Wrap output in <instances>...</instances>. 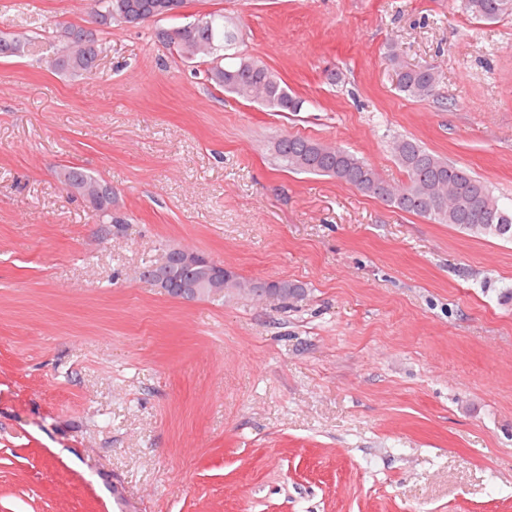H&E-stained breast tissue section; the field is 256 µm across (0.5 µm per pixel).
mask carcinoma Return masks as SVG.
Segmentation results:
<instances>
[{"label":"carcinoma","mask_w":512,"mask_h":512,"mask_svg":"<svg viewBox=\"0 0 512 512\" xmlns=\"http://www.w3.org/2000/svg\"><path fill=\"white\" fill-rule=\"evenodd\" d=\"M185 3L186 0H89L91 21H101L102 27L89 34L87 40L82 39L83 27H67L64 46L50 65L64 73H91L101 53L100 34L114 25L132 23L138 27L144 24L136 21L139 16L162 15ZM464 8L479 20L493 22L512 15V0H465ZM202 19L208 24L188 22L176 29L158 28L155 37L183 61L208 65L207 79L225 92L274 112L302 111L306 100L292 93L275 71L231 49L240 42L235 23L217 12L207 13ZM386 58L397 73L399 91L406 97H435L437 77L432 68L405 65L391 45ZM391 149L406 174V182L400 185L387 181L374 167L340 146L288 134L279 136L272 145L276 159L292 172L332 177L391 207L437 224H450L470 236L512 240V211L502 206L487 182L412 138H394ZM57 177L64 185L90 191L88 205L95 210L93 216H98L96 210L104 203L98 190L106 186L104 180L70 165L60 167Z\"/></svg>","instance_id":"carcinoma-1"}]
</instances>
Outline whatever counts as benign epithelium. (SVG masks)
Segmentation results:
<instances>
[{
  "label": "benign epithelium",
  "instance_id": "benign-epithelium-1",
  "mask_svg": "<svg viewBox=\"0 0 512 512\" xmlns=\"http://www.w3.org/2000/svg\"><path fill=\"white\" fill-rule=\"evenodd\" d=\"M169 254L171 261L147 276V279L165 293H172L184 301L218 297L226 291L275 298L281 291V284L277 280L254 281L244 286L227 275L228 268L224 267L223 262L189 248L174 247ZM185 271L194 272V276H179Z\"/></svg>",
  "mask_w": 512,
  "mask_h": 512
}]
</instances>
